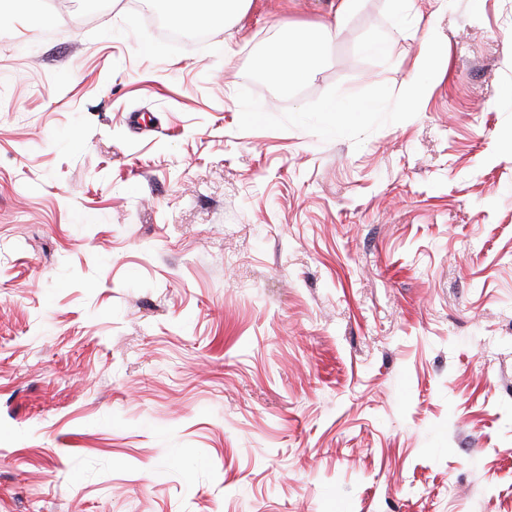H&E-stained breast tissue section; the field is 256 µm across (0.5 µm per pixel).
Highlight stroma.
Masks as SVG:
<instances>
[{
  "mask_svg": "<svg viewBox=\"0 0 512 512\" xmlns=\"http://www.w3.org/2000/svg\"><path fill=\"white\" fill-rule=\"evenodd\" d=\"M335 2L0 0V512H512V0ZM249 0H176L168 22L177 28L209 31L226 26L246 8ZM355 0H338L333 25L309 27L302 38L281 47V63L275 66V81L290 87L308 79L317 71L326 44L337 37L344 17L353 9Z\"/></svg>",
  "mask_w": 512,
  "mask_h": 512,
  "instance_id": "stroma-1",
  "label": "stroma"
}]
</instances>
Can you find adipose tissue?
Segmentation results:
<instances>
[{"label": "adipose tissue", "instance_id": "obj_1", "mask_svg": "<svg viewBox=\"0 0 512 512\" xmlns=\"http://www.w3.org/2000/svg\"><path fill=\"white\" fill-rule=\"evenodd\" d=\"M354 2L338 0L335 24L309 27L302 38L282 46L281 63L273 73L278 84L288 87L314 76L326 44L337 37L339 23L353 9ZM247 3L248 0H175L168 21L177 28H223L245 10Z\"/></svg>", "mask_w": 512, "mask_h": 512}]
</instances>
